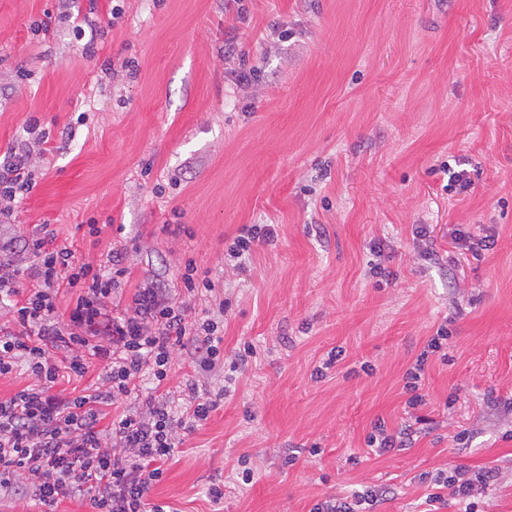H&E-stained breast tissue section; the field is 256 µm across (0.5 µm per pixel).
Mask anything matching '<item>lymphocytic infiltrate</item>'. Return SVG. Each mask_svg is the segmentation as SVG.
Returning <instances> with one entry per match:
<instances>
[{
    "label": "lymphocytic infiltrate",
    "instance_id": "1",
    "mask_svg": "<svg viewBox=\"0 0 512 512\" xmlns=\"http://www.w3.org/2000/svg\"><path fill=\"white\" fill-rule=\"evenodd\" d=\"M20 141L0 160V223L12 217V202L31 184L33 145ZM32 262L26 270L0 262V307L11 324L0 327V378L25 370L30 384L0 394V496L19 504L52 506L84 495L94 487L97 512H165L147 506L151 485L163 474L180 432L201 426L215 411L229 386L200 392L194 380L166 388L170 359L186 352L199 371L211 372L224 362L220 337L209 319H193L185 303L168 288L152 284L137 289L124 311L112 304L131 270L118 252L75 262L72 251L58 245L56 233L42 225L23 245ZM32 287L22 291L19 279ZM75 293L68 316H61V291ZM448 341L447 327L437 329L405 374L408 413L426 404L420 392L430 356ZM102 364L92 393L69 395L57 385L63 376L84 377L90 360ZM162 386V393L136 395L144 378ZM119 407L106 419L104 409ZM499 479L497 470L455 465L429 477L427 503L442 494L479 512L476 495ZM395 490L386 485L362 486L318 501L310 512H378Z\"/></svg>",
    "mask_w": 512,
    "mask_h": 512
}]
</instances>
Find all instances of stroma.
I'll return each mask as SVG.
<instances>
[{
    "mask_svg": "<svg viewBox=\"0 0 512 512\" xmlns=\"http://www.w3.org/2000/svg\"><path fill=\"white\" fill-rule=\"evenodd\" d=\"M111 8L0 0V155L39 118L50 151L34 156V186L13 211L20 234L51 225L79 261L124 253L125 305L151 282L180 294L193 260L214 290L188 305L219 319L225 361L256 347L231 396L182 436L148 505L310 512L388 484L384 512H423V475L453 464L497 469L479 508L512 512V0ZM91 14L93 56L73 36ZM242 53L257 67L245 88L233 78ZM246 224L274 225L277 242L235 267L227 249ZM457 228L496 245L472 255ZM373 239L391 250L384 278L368 273ZM443 325L452 337L426 368L427 430L410 448L365 454L377 419L404 424L403 374ZM336 346L373 374L316 377Z\"/></svg>",
    "mask_w": 512,
    "mask_h": 512,
    "instance_id": "obj_1",
    "label": "stroma"
}]
</instances>
